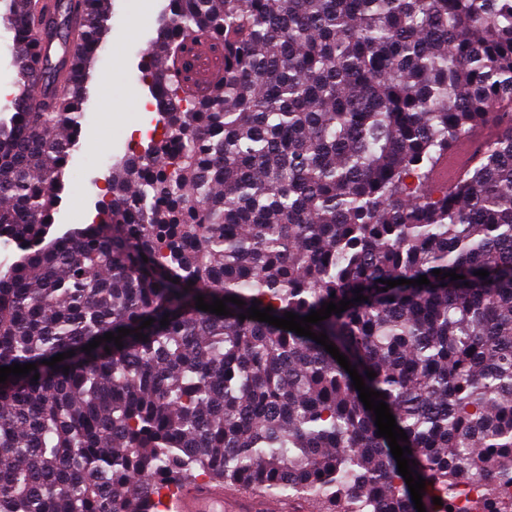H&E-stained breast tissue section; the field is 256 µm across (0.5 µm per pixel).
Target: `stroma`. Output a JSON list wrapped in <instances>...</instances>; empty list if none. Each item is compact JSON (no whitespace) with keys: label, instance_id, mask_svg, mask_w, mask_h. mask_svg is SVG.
Masks as SVG:
<instances>
[{"label":"stroma","instance_id":"1","mask_svg":"<svg viewBox=\"0 0 512 512\" xmlns=\"http://www.w3.org/2000/svg\"><path fill=\"white\" fill-rule=\"evenodd\" d=\"M163 0H114L106 50L90 81L91 102L82 121L81 148L69 167L81 172L67 182L55 222L59 227L92 223L109 179L114 157L131 145L132 130L152 129L157 112L142 103L150 97L141 81L140 62L156 36Z\"/></svg>","mask_w":512,"mask_h":512}]
</instances>
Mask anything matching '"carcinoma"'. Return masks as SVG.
Here are the masks:
<instances>
[{
  "label": "carcinoma",
  "instance_id": "cac0c4a2",
  "mask_svg": "<svg viewBox=\"0 0 512 512\" xmlns=\"http://www.w3.org/2000/svg\"><path fill=\"white\" fill-rule=\"evenodd\" d=\"M56 2L48 32L75 18L77 41L39 104L22 92L42 0H4L21 54L0 241L21 254L0 265V367L37 370L0 383V512H156L188 476L309 512H417L337 360L239 319L357 288L368 300L311 331L389 405L426 512H512V0H165L142 66L161 134L116 164L96 223L51 236L112 19V0ZM196 36L224 50L206 96L185 87ZM198 295L245 305L219 316ZM120 328L122 348L83 351ZM465 156L459 158L456 154H451L443 163L439 171V179L448 185L453 183L462 174L471 158L475 156V144L466 142L464 147Z\"/></svg>",
  "mask_w": 512,
  "mask_h": 512
}]
</instances>
